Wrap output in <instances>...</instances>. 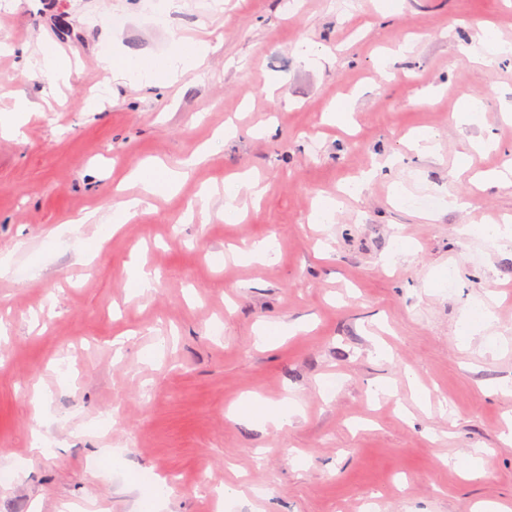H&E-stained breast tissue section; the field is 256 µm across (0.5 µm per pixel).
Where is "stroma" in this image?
Wrapping results in <instances>:
<instances>
[{"instance_id": "stroma-1", "label": "stroma", "mask_w": 512, "mask_h": 512, "mask_svg": "<svg viewBox=\"0 0 512 512\" xmlns=\"http://www.w3.org/2000/svg\"><path fill=\"white\" fill-rule=\"evenodd\" d=\"M181 3L0 8V43L17 49L0 54L1 87L36 102L48 93L22 48L53 46L72 65L63 106L28 114L22 137L0 136V252L14 257L0 276V457L17 466L0 482V512H149L139 476L172 471L185 486L150 512H359L367 497L379 512H512V447L498 441L512 415L501 392L512 387V244L458 233L512 216V185L479 189L458 169L464 153L476 170L512 163V56L460 51L489 24L512 42V0ZM106 14L114 26L100 25ZM203 25L216 46L206 65L168 86H113L89 110L113 29L125 50L161 60L172 32ZM303 44L321 67L303 65ZM464 94L482 102L471 125L457 117ZM339 98L355 134L325 121ZM229 122L236 136L212 144ZM418 128L438 132L435 155L408 152ZM198 151L178 190L133 223L65 232L66 220L140 194L127 176L141 159L176 168ZM390 156L389 173L363 182ZM244 171L267 190L242 223H224V179ZM399 183L439 197L434 219L398 203ZM325 196L339 201L333 222L311 223ZM263 239L269 260H232ZM140 257L159 281L137 295L126 281ZM480 301L495 319L462 343ZM266 323L295 331L269 349ZM380 383L388 394L375 395ZM249 393L293 397L298 411L282 429L228 417ZM35 430L47 449L31 455ZM476 448L491 452L482 477L443 463Z\"/></svg>"}]
</instances>
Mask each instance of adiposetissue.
<instances>
[{"label":"adipose tissue","mask_w":512,"mask_h":512,"mask_svg":"<svg viewBox=\"0 0 512 512\" xmlns=\"http://www.w3.org/2000/svg\"><path fill=\"white\" fill-rule=\"evenodd\" d=\"M174 51L164 60L149 57H134L121 49H113L100 59V67L112 82H125L134 78H152L165 83H175L186 71L204 65L212 46L208 40L194 38L184 41L183 37L173 39ZM198 157L186 160L177 170L167 168L163 163L146 159L131 171V179L148 194L165 196L176 190L188 176L192 167L198 164ZM297 410L295 400L285 398L276 403L265 401L256 395H246L231 409V416H249L262 422L272 423L276 428L290 424Z\"/></svg>","instance_id":"1"}]
</instances>
